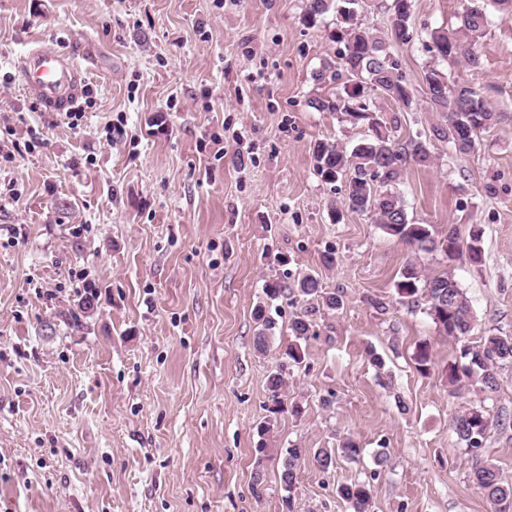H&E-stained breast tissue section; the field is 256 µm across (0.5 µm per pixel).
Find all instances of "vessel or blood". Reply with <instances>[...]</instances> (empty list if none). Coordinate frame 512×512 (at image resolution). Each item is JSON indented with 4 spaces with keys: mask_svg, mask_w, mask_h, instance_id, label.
<instances>
[{
    "mask_svg": "<svg viewBox=\"0 0 512 512\" xmlns=\"http://www.w3.org/2000/svg\"><path fill=\"white\" fill-rule=\"evenodd\" d=\"M18 72L24 91L56 112L74 106L87 75L75 58L62 53L49 39L21 57Z\"/></svg>",
    "mask_w": 512,
    "mask_h": 512,
    "instance_id": "vessel-or-blood-1",
    "label": "vessel or blood"
}]
</instances>
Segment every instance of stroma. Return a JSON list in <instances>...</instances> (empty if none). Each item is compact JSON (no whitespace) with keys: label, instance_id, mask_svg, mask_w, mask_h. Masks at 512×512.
<instances>
[{"label":"stroma","instance_id":"stroma-1","mask_svg":"<svg viewBox=\"0 0 512 512\" xmlns=\"http://www.w3.org/2000/svg\"><path fill=\"white\" fill-rule=\"evenodd\" d=\"M467 3L412 0V22L451 26ZM302 5L0 0V512H281L278 449L343 437L358 460L302 462L295 512H350L336 489L355 480L370 482L372 512H492L449 422L462 401L512 415V369L495 395L450 397L459 343L396 294L414 257L370 215L334 221L344 191L316 175L312 146L350 148L367 128L309 107L336 91L312 74L338 46L334 15L306 26ZM487 14L481 68L435 63L419 37L390 48L415 87L436 65L499 114L474 154L431 141L430 165L397 186L414 223L483 228L479 264L417 257L466 289L474 342L512 335V16ZM42 39L87 71L79 128L16 78ZM309 272L343 308L279 302L257 353L265 283ZM307 311L318 336L288 375L305 413L278 416L258 500L267 376ZM255 320L259 324L260 329L256 334L255 347L260 353H265L269 347V335H272L276 327V319L272 316L270 309L266 306H259L255 311Z\"/></svg>","mask_w":512,"mask_h":512}]
</instances>
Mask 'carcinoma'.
<instances>
[{"label":"carcinoma","mask_w":512,"mask_h":512,"mask_svg":"<svg viewBox=\"0 0 512 512\" xmlns=\"http://www.w3.org/2000/svg\"><path fill=\"white\" fill-rule=\"evenodd\" d=\"M358 0H344L339 6L336 0H303V21L313 25L330 12L336 13V28L330 37L340 42V62L325 60L313 73L318 84L334 82L339 72L345 81L332 96H316L310 105L318 112H339L352 124H364L369 134L350 152L334 144L317 142L313 146L314 171L327 183L344 184L345 206L360 214H373L376 223L388 236L404 244L416 254L443 253L450 261L467 260L478 263L482 259V232L473 226L469 236L463 239L457 228L448 226V232L440 236L431 224H415L409 217L405 202L395 186L411 166H425L431 161L428 140L420 136L402 137L401 121L397 115L386 117L372 109L367 100L368 92L390 100L397 111L412 112L416 109V87L409 82L398 60L389 47L392 43H408L413 39L411 13L395 12L387 31L370 33L358 24ZM488 23L486 0H469V6L460 16L455 29H438L428 34L424 47L435 48L445 60H462L471 68L481 67L477 44L483 37ZM422 89L431 111L439 114L440 122L431 127V135L447 143L456 153L468 156L474 152L480 133L492 128L498 120V112L487 98L474 88L451 83L436 68L425 74ZM399 303L410 311H424L440 333L462 343L461 357L466 362L448 365L450 395L460 397L467 386H477L486 394H495L500 388L501 370L512 368V335L486 334L477 345L467 344L475 326V313L467 295L452 272H428L415 262H407L395 283ZM268 299L291 300L300 296L323 299L331 311L340 309L341 298L321 288L320 279L305 274L297 281V287L288 288L278 282L265 285ZM259 324L255 347L265 353L269 347V335L276 327V319L270 309L260 306L255 311ZM291 338L280 353V362L269 374L267 390L272 414L289 409L301 413L297 403L288 405L286 369L305 362L306 345L317 336L313 321L296 318L292 321ZM507 418L491 414L482 406L463 407L452 417L451 428L465 453L471 455L470 481L475 484L494 505V512H512V481L502 477L499 470L480 459L486 442L492 433L506 425ZM255 472L252 492L256 498L265 492L264 474L260 470L268 452L262 441L255 449ZM360 454L356 442L347 438L336 448H299L292 446L280 451L282 469L280 480L286 495L282 496V508L293 512V492L297 479V467L301 461L312 459L323 472L336 465L337 459L354 460ZM337 494L352 512H371L370 485L364 481L342 484Z\"/></svg>","instance_id":"obj_1"}]
</instances>
